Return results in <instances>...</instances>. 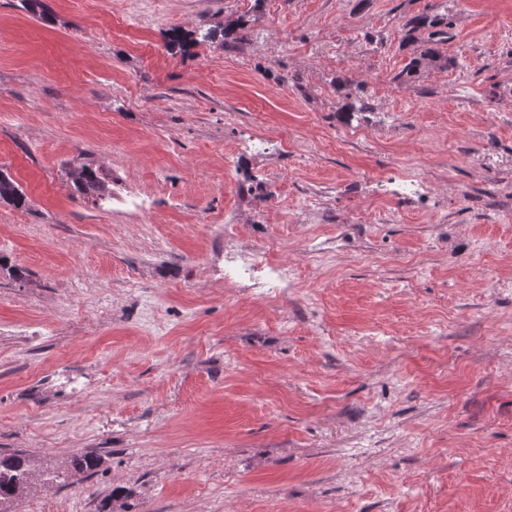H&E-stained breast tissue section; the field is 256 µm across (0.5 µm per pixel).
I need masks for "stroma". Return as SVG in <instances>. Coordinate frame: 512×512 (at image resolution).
I'll return each instance as SVG.
<instances>
[{"label": "stroma", "mask_w": 512, "mask_h": 512, "mask_svg": "<svg viewBox=\"0 0 512 512\" xmlns=\"http://www.w3.org/2000/svg\"><path fill=\"white\" fill-rule=\"evenodd\" d=\"M42 2L0 0L10 512H512V0ZM441 34L442 32L440 31H430L427 37L421 40L419 52L411 58L410 62L397 75L398 80H412L419 74L424 64L436 61L439 58V51L436 45L441 41L439 38ZM73 183L77 191L87 196H95V200H103L109 196L110 188L107 182L99 176L96 169L82 166L73 173ZM29 463L19 453L0 452V504L21 497L28 488Z\"/></svg>", "instance_id": "35a3bbf8"}]
</instances>
